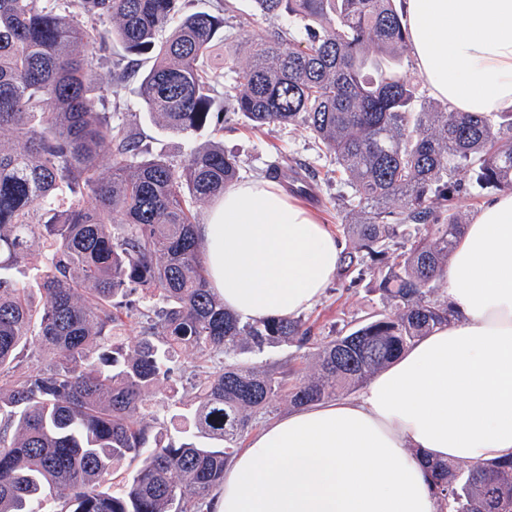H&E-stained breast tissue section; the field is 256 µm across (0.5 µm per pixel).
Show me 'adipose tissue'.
<instances>
[{"mask_svg": "<svg viewBox=\"0 0 512 512\" xmlns=\"http://www.w3.org/2000/svg\"><path fill=\"white\" fill-rule=\"evenodd\" d=\"M415 67L464 113L512 110V0H404ZM198 233L209 281L245 320L300 315L342 246L275 184L212 202ZM449 324L404 350L352 398L303 406L226 466L213 512H437L426 459L512 456V192L484 204L443 269Z\"/></svg>", "mask_w": 512, "mask_h": 512, "instance_id": "ef3b65f1", "label": "adipose tissue"}]
</instances>
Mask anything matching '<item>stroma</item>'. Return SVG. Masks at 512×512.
Returning <instances> with one entry per match:
<instances>
[{"mask_svg": "<svg viewBox=\"0 0 512 512\" xmlns=\"http://www.w3.org/2000/svg\"><path fill=\"white\" fill-rule=\"evenodd\" d=\"M224 31L228 35L227 40L218 44L209 60L215 88L219 91L231 81V75L224 66L225 52H233L241 64L251 59L250 45L237 36L235 24H225ZM112 119L131 123L144 148L164 155L176 164L210 137L209 132L203 131L187 138L158 126L146 113L138 95V83L134 80L122 90ZM224 149L238 157L239 178L243 181L266 178L268 167L277 164L279 159H287L286 175L279 179V186L313 211L334 234H341L343 225L349 221L345 204L347 189L331 177V164L324 149L308 129L299 125H281L254 133L243 128L237 116L228 114L224 117ZM381 307L378 294L371 292L367 284L346 291L334 282L323 298L303 313L302 318L314 335L330 336L342 322L361 320L367 313Z\"/></svg>", "mask_w": 512, "mask_h": 512, "instance_id": "obj_1", "label": "stroma"}]
</instances>
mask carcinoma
<instances>
[{
    "mask_svg": "<svg viewBox=\"0 0 512 512\" xmlns=\"http://www.w3.org/2000/svg\"><path fill=\"white\" fill-rule=\"evenodd\" d=\"M189 2L0 0V512H211L224 466L277 398L332 399L450 323L437 283L465 230L460 205L512 191V112L415 110L395 0H253L288 25L248 64L224 58L222 102L203 62L224 17ZM112 42L124 55L103 80L87 47ZM134 78L162 128L216 139L179 167L150 154L106 111ZM227 105L253 129L302 125L324 146L357 218L340 279L372 275L382 309L334 336L299 316L224 310L197 204L238 177L219 140ZM124 314L138 319L132 346ZM31 339L45 357L27 360ZM278 347L312 350L313 372L263 361ZM186 350L195 364L180 361ZM196 371L207 377L190 385L184 429L163 442L151 402ZM128 458L139 467L115 493ZM427 472L440 512H512L511 457Z\"/></svg>",
    "mask_w": 512,
    "mask_h": 512,
    "instance_id": "carcinoma-1",
    "label": "carcinoma"
}]
</instances>
